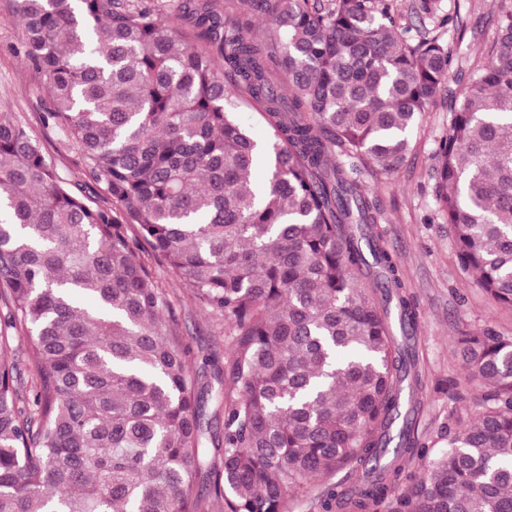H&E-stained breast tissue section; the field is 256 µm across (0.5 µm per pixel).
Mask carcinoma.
<instances>
[{"label": "carcinoma", "mask_w": 512, "mask_h": 512, "mask_svg": "<svg viewBox=\"0 0 512 512\" xmlns=\"http://www.w3.org/2000/svg\"><path fill=\"white\" fill-rule=\"evenodd\" d=\"M241 2L264 33L209 0L167 22L128 0H15L43 122L119 210L0 111V512H201L198 484L223 512H294L312 480L322 512H512V336L458 337L481 411L408 473L429 454L408 419L426 384L393 325L416 304L360 167L405 161L452 65L426 22L451 17L440 0L412 6L415 27L391 0ZM497 31L439 140L435 196L461 269L511 309L512 8ZM244 95L263 151L227 108ZM142 244L233 336L220 437Z\"/></svg>", "instance_id": "cac0c4a2"}]
</instances>
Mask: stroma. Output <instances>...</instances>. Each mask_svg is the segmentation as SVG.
Here are the masks:
<instances>
[{
	"label": "stroma",
	"mask_w": 512,
	"mask_h": 512,
	"mask_svg": "<svg viewBox=\"0 0 512 512\" xmlns=\"http://www.w3.org/2000/svg\"><path fill=\"white\" fill-rule=\"evenodd\" d=\"M444 4L454 17L441 31L453 56L448 86L458 93L497 36L499 8L512 6V0H444ZM22 43L13 0H0V104L28 128L62 176L77 178L75 149L66 148L60 132L42 121L47 106L43 82L22 60ZM450 105V96H437L419 117L408 133L410 148L398 171L363 173L367 197L385 229L386 245L398 255L405 290L416 302L412 342L431 395L415 419V433L435 450L447 444L449 416L467 419L479 409L480 389L465 379L455 351L456 336L464 329L486 327L512 336V309L498 304L474 277L461 272L453 236L437 211L435 151L451 120ZM138 255L151 263L159 288L173 304L179 340L190 352L199 390H216L214 372L223 367L231 341L223 318L190 301L185 285L152 257L148 247H140Z\"/></svg>",
	"instance_id": "stroma-1"
}]
</instances>
